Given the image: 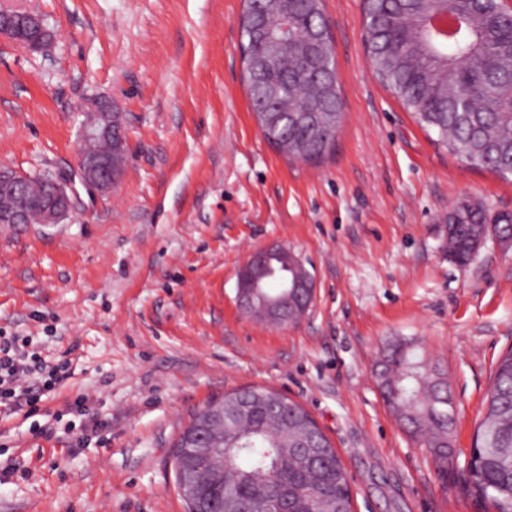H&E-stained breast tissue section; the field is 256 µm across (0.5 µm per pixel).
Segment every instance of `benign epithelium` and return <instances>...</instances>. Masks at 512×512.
<instances>
[{"instance_id":"benign-epithelium-1","label":"benign epithelium","mask_w":512,"mask_h":512,"mask_svg":"<svg viewBox=\"0 0 512 512\" xmlns=\"http://www.w3.org/2000/svg\"><path fill=\"white\" fill-rule=\"evenodd\" d=\"M254 0L248 18L250 28L257 38V65L265 70L276 48L288 40V25L274 31L267 27L266 17ZM0 35H6L30 50L40 48L46 41L48 30L43 20L30 11L22 9H0ZM81 148L75 175L89 191L106 195L112 191L125 165V135L123 128L115 125L111 106L93 105L83 113ZM103 140L109 141L107 149L99 147ZM45 185V195L36 203L27 200V187L32 183ZM0 224H57L75 208L77 196L73 190V178L56 172L34 175L21 174L0 168ZM475 249H480L489 237L499 243L512 242L493 234L492 225L480 224L473 232ZM282 270L279 291L268 295L262 291L263 280L268 276L272 262ZM313 280L302 258L292 249L282 245H271L254 250L241 266L237 275V299L247 311L257 310L261 318L276 327L288 325V302L310 301ZM242 404L229 414L224 407L212 409L210 416L226 427L246 412Z\"/></svg>"}]
</instances>
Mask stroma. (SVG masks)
Segmentation results:
<instances>
[{
	"label": "stroma",
	"mask_w": 512,
	"mask_h": 512,
	"mask_svg": "<svg viewBox=\"0 0 512 512\" xmlns=\"http://www.w3.org/2000/svg\"><path fill=\"white\" fill-rule=\"evenodd\" d=\"M0 6L40 15L52 33L39 52L0 36V165L73 174L95 101L126 131L110 194L80 186L61 223L0 228V336L72 359L37 410L0 411V512H186L173 445L194 412L244 386L310 412L346 467L354 512H492L457 465L438 474L375 370L389 344H415L452 394L465 460L512 348V249L490 238L458 266L446 218L464 202L512 213V181L456 159L379 83L362 0L323 2L344 117L317 165L259 129L243 0ZM272 244L301 254L314 278L294 326L237 300L238 269Z\"/></svg>",
	"instance_id": "35a3bbf8"
}]
</instances>
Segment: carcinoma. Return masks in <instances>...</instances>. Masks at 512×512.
I'll return each mask as SVG.
<instances>
[{"instance_id": "obj_1", "label": "carcinoma", "mask_w": 512, "mask_h": 512, "mask_svg": "<svg viewBox=\"0 0 512 512\" xmlns=\"http://www.w3.org/2000/svg\"><path fill=\"white\" fill-rule=\"evenodd\" d=\"M372 24L368 56L379 81L408 108L418 123L437 135L436 142L461 161L512 177V58L503 46L512 41L508 14L492 3L493 15L472 18L467 0H364ZM251 0H244L239 19L248 92L254 112L271 116L260 121L267 142L290 158L320 162L334 148L343 112L331 83L312 78L313 62L302 43L290 56L277 53L270 60L264 82L253 79L246 57L252 32L246 26ZM294 16L300 30L312 25L328 29L321 0L288 4L268 0L267 20L273 25L285 14ZM285 82V98L293 111L258 105L263 83ZM463 223L448 236V258L464 267L472 260L471 233L478 224L498 222L500 235L512 238V223L468 204L458 207ZM382 398L408 432L420 437L432 454L437 471H448L454 448L453 401L447 386L432 384L423 358L410 343L392 346L379 373ZM250 405L247 419L235 432L224 433L229 475L212 469L205 460L195 466L184 448L208 408L233 400ZM486 412L477 426L478 471L466 490L498 512H512V349L500 357L486 395ZM308 426L316 436L318 456L308 463L315 479L300 480L301 461L287 441ZM176 484L193 512L202 501L208 512H224V499L249 504L265 499L278 481L294 486V512H349L351 489L347 471L323 430L301 405L277 392L244 387L197 411L179 435L173 451Z\"/></svg>"}]
</instances>
